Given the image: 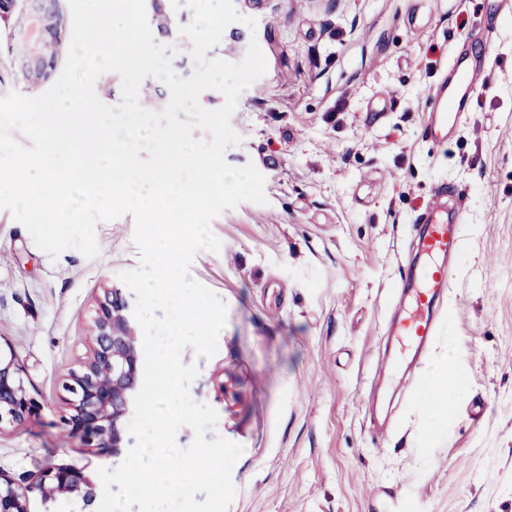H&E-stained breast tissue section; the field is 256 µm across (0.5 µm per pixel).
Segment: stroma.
Wrapping results in <instances>:
<instances>
[{
	"instance_id": "obj_1",
	"label": "stroma",
	"mask_w": 512,
	"mask_h": 512,
	"mask_svg": "<svg viewBox=\"0 0 512 512\" xmlns=\"http://www.w3.org/2000/svg\"><path fill=\"white\" fill-rule=\"evenodd\" d=\"M496 0H234L208 55L241 63L258 43L265 74L240 96L233 167L264 176L265 203L211 224L219 251L190 275L226 305L217 352L197 358L192 400L218 414L207 439L243 446L228 512H512V15L495 36L486 88L434 152L424 107L453 48L471 44ZM156 42L190 77L186 0H145ZM255 19V27L245 18ZM460 191L462 251L448 268L425 358L389 333L416 216L437 184ZM135 218L98 222L96 258H50L0 208V356L24 365L39 415L0 429V473L119 461L80 447L63 422L65 384L92 343L103 288L135 269ZM459 380L424 412L430 360Z\"/></svg>"
}]
</instances>
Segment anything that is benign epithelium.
Listing matches in <instances>:
<instances>
[{"label":"benign epithelium","instance_id":"7a95c632","mask_svg":"<svg viewBox=\"0 0 512 512\" xmlns=\"http://www.w3.org/2000/svg\"><path fill=\"white\" fill-rule=\"evenodd\" d=\"M39 22L40 50L34 54L19 47L20 33L27 20ZM0 20L11 35L6 51L15 80L27 86L32 75H49L58 66V48L67 31V17L60 0H0ZM94 345L83 370L71 375L66 390L72 395L65 419L71 437L84 448L112 450L127 447V422L137 393L142 356L128 304L118 288L105 289L97 300L93 318ZM23 366L15 356L0 358V426L20 424L38 415V404L29 397L21 377ZM45 502L72 495L90 501L93 485L82 470L55 465L36 480L19 484L0 474V512H29L30 495Z\"/></svg>","mask_w":512,"mask_h":512}]
</instances>
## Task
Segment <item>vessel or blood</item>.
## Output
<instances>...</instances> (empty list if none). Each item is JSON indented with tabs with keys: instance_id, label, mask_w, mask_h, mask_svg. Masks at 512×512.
Listing matches in <instances>:
<instances>
[{
	"instance_id": "b4317fda",
	"label": "vessel or blood",
	"mask_w": 512,
	"mask_h": 512,
	"mask_svg": "<svg viewBox=\"0 0 512 512\" xmlns=\"http://www.w3.org/2000/svg\"><path fill=\"white\" fill-rule=\"evenodd\" d=\"M512 12V0H498L495 12L483 15L484 42H492L499 29L501 15ZM487 51L467 50L454 54L444 78L437 81L425 106L426 128L435 145L447 144L454 134L461 112L467 111L479 85V75L487 60ZM456 187L441 183L435 190V203L415 222L420 226L417 248L420 262L407 274L410 305L397 327V334L417 349H425L437 330L435 313L440 294L447 284L448 266L461 252L459 226L463 212L454 206Z\"/></svg>"
}]
</instances>
